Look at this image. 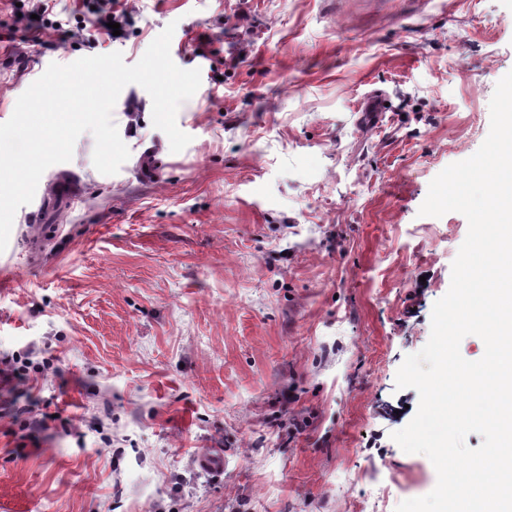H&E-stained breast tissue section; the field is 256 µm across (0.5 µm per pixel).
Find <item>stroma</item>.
<instances>
[{
    "mask_svg": "<svg viewBox=\"0 0 512 512\" xmlns=\"http://www.w3.org/2000/svg\"><path fill=\"white\" fill-rule=\"evenodd\" d=\"M60 6L68 43L23 66L0 50V123L50 64H134L171 23L208 86L179 153L124 87L119 172L83 133L15 215L0 356L52 368L16 385L44 429L0 406V512H396L431 492L429 458L392 438L419 405L396 375L468 223L419 209L488 135L512 0H112L122 35L92 48L82 0Z\"/></svg>",
    "mask_w": 512,
    "mask_h": 512,
    "instance_id": "1",
    "label": "stroma"
}]
</instances>
